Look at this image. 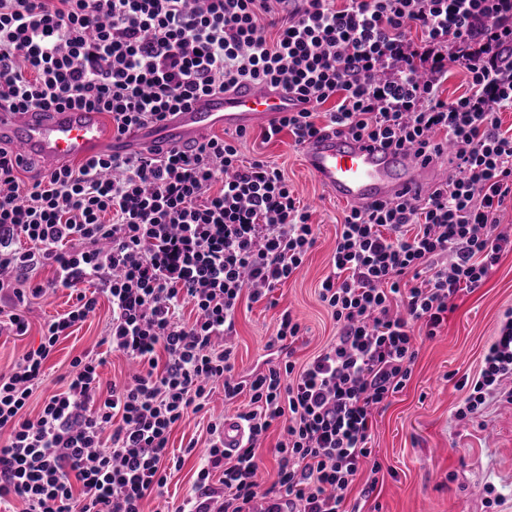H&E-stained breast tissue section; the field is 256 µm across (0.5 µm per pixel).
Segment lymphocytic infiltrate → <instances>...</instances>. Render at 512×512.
<instances>
[{
    "label": "lymphocytic infiltrate",
    "mask_w": 512,
    "mask_h": 512,
    "mask_svg": "<svg viewBox=\"0 0 512 512\" xmlns=\"http://www.w3.org/2000/svg\"><path fill=\"white\" fill-rule=\"evenodd\" d=\"M453 67L469 90L448 101L440 87ZM247 82L303 104L264 139L288 131L300 145L333 129L426 163L448 144L453 172L426 195L345 212L318 291L334 341L296 365L302 328L282 312L270 340L282 362L240 377L224 338L242 302L298 273L317 240L283 172L241 158L246 132L162 158L100 153L33 181L1 146L9 328L25 335V306L51 289L76 297L0 374V512H144L182 464L169 448L174 426L205 408L217 382L225 401L248 395L237 414L247 438L225 451L223 420L208 424L177 512H348L365 467L376 488L374 415L411 378L415 329L435 338L456 299L512 251V227L499 220L512 197V133L498 118L512 110V0H0V107L90 109L122 135ZM45 266L53 278L32 283ZM102 295L109 348L137 371L106 383L102 358L75 357L30 416L46 361ZM187 305L190 323L179 316ZM509 380L512 309L456 418L512 400ZM273 428L277 478L266 486L257 451Z\"/></svg>",
    "instance_id": "obj_1"
}]
</instances>
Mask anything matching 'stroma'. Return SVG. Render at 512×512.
<instances>
[{
	"label": "stroma",
	"instance_id": "35a3bbf8",
	"mask_svg": "<svg viewBox=\"0 0 512 512\" xmlns=\"http://www.w3.org/2000/svg\"><path fill=\"white\" fill-rule=\"evenodd\" d=\"M240 151L244 159L259 157L278 166L301 200L311 205L312 221L318 226L317 243L301 272L275 288L268 299L239 309L231 343L236 370L244 374L264 368L269 360L267 343L283 311H290L306 329L295 345L298 362L308 361L335 336L336 326L318 298V285L330 270L336 223L347 206L331 197L305 169L291 134L284 132L266 141L261 129L255 128ZM73 303L67 288L32 300L26 335L0 333V374L38 346L44 321L66 313ZM510 308L512 252L501 257L482 288L458 300L439 336L419 343L406 388L376 413L371 445L382 470L370 494L364 491L366 475L357 477L351 500L359 512H489L484 494L488 485L502 496V512H512V402L490 401L470 421L455 417L465 396L459 382L476 372L504 311ZM111 317L109 302L100 299L95 314L59 341L45 364L44 382L29 403L30 414H38L75 356L101 350ZM238 409V404L225 402L223 388H216L205 412L188 415L173 429L171 449L182 454L192 440L206 445L209 419L235 416ZM200 462V455L184 456L164 494L149 497L144 512H174L192 494Z\"/></svg>",
	"mask_w": 512,
	"mask_h": 512
}]
</instances>
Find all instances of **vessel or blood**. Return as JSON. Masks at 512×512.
<instances>
[{"instance_id": "obj_1", "label": "vessel or blood", "mask_w": 512, "mask_h": 512, "mask_svg": "<svg viewBox=\"0 0 512 512\" xmlns=\"http://www.w3.org/2000/svg\"><path fill=\"white\" fill-rule=\"evenodd\" d=\"M299 108L287 91L247 84L201 97L165 122L134 129L120 138L95 111L5 108L0 109V145L13 146L21 163L37 162L50 173L103 151L150 150L163 155L186 149L214 129L267 126ZM301 155L305 168L331 196L356 207L422 195L446 178L439 164H423L393 148L331 132L306 140Z\"/></svg>"}]
</instances>
